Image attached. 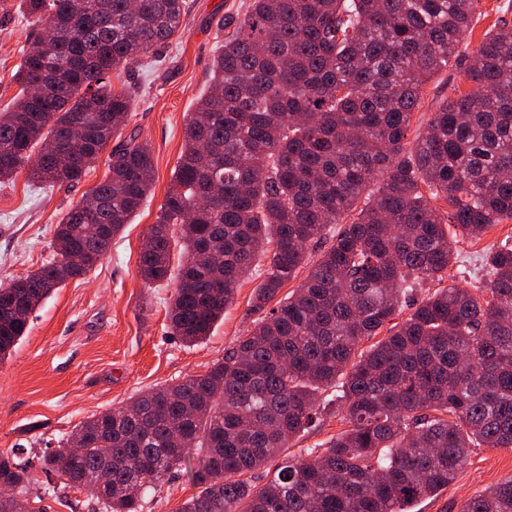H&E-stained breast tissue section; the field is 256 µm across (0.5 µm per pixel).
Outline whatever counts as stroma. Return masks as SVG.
Wrapping results in <instances>:
<instances>
[{"label":"stroma","mask_w":512,"mask_h":512,"mask_svg":"<svg viewBox=\"0 0 512 512\" xmlns=\"http://www.w3.org/2000/svg\"><path fill=\"white\" fill-rule=\"evenodd\" d=\"M188 3V16L173 42L159 56L143 57L120 75L134 97L122 134L150 145L153 187L100 264L43 300L30 316L28 334L0 362V453L12 450L21 459L37 460L90 416L127 402L142 390L204 374L256 319L251 300L261 279L252 275L241 280L233 303L210 336L186 345L173 335L167 318L176 281L148 286L137 274L143 244L183 150L187 116L208 90L211 64L226 36L224 20L246 13L250 0ZM40 29L19 10L18 0H0V110L10 107L18 91L11 77L28 41ZM471 89L460 64L432 77L413 113L408 141L426 131L448 96ZM106 170L102 157L73 184L35 182L25 169L12 183L0 184V285L52 259L57 224ZM508 237L512 238V220L483 236L459 239L448 269L449 283L486 286L481 258ZM346 427L341 410L331 406L285 453L325 448ZM32 474L25 493L30 512H92L87 494L65 486L59 474L48 475L37 467ZM509 479L512 449H473L457 480L436 495L415 501L411 512H460L469 497ZM49 484L56 486L55 494H46ZM197 492L190 476L179 472L145 492L142 512H179Z\"/></svg>","instance_id":"35a3bbf8"}]
</instances>
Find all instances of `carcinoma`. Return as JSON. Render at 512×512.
I'll use <instances>...</instances> for the list:
<instances>
[{
	"mask_svg": "<svg viewBox=\"0 0 512 512\" xmlns=\"http://www.w3.org/2000/svg\"><path fill=\"white\" fill-rule=\"evenodd\" d=\"M479 0H253L214 57L138 273L176 279L172 328L209 335L242 277L268 254L251 310L261 315L203 375L145 390L84 421L85 439L40 459L103 512H141L129 485L156 489L197 449V495L180 512H409L448 487L471 449L512 448V245L484 255L489 297L436 290L392 324L401 295L441 282L457 237L512 220V23L468 56L473 91L442 103L406 142L428 80L460 61ZM43 23L0 112V182H76L127 123L133 101L110 74L182 29L188 0H19ZM152 151L133 138L55 229L52 260L0 285V361L32 312L87 275L150 192ZM377 189L364 195L371 183ZM442 198L444 216L431 204ZM351 221H346L347 217ZM340 225L300 287L275 300ZM178 264H172L174 249ZM390 325L369 350L360 343ZM348 429L255 485L333 403ZM31 466L0 454V486L20 493ZM461 512H512V479Z\"/></svg>",
	"mask_w": 512,
	"mask_h": 512,
	"instance_id": "1",
	"label": "carcinoma"
}]
</instances>
